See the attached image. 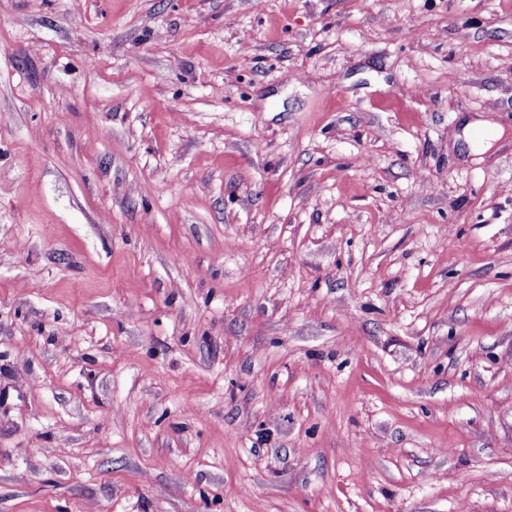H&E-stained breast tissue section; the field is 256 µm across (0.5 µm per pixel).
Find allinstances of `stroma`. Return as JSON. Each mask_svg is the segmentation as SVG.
<instances>
[{
  "instance_id": "obj_1",
  "label": "stroma",
  "mask_w": 512,
  "mask_h": 512,
  "mask_svg": "<svg viewBox=\"0 0 512 512\" xmlns=\"http://www.w3.org/2000/svg\"><path fill=\"white\" fill-rule=\"evenodd\" d=\"M0 512H512V0H0Z\"/></svg>"
}]
</instances>
